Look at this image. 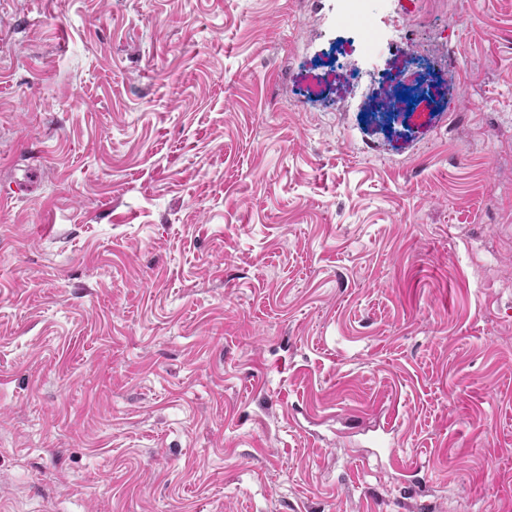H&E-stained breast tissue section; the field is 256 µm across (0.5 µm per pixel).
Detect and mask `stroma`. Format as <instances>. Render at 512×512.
<instances>
[{"instance_id":"stroma-1","label":"stroma","mask_w":512,"mask_h":512,"mask_svg":"<svg viewBox=\"0 0 512 512\" xmlns=\"http://www.w3.org/2000/svg\"><path fill=\"white\" fill-rule=\"evenodd\" d=\"M401 3L340 112L336 0H0V512H512V0ZM407 55L409 63H406L407 71L404 75H387L382 78V90L386 96V101L382 112H395V109L393 108V105L390 102L389 96L393 86L396 83H401L408 87H415L421 84L419 64L417 63L416 60H412V58L416 59L418 53L415 52L414 50H410Z\"/></svg>"}]
</instances>
